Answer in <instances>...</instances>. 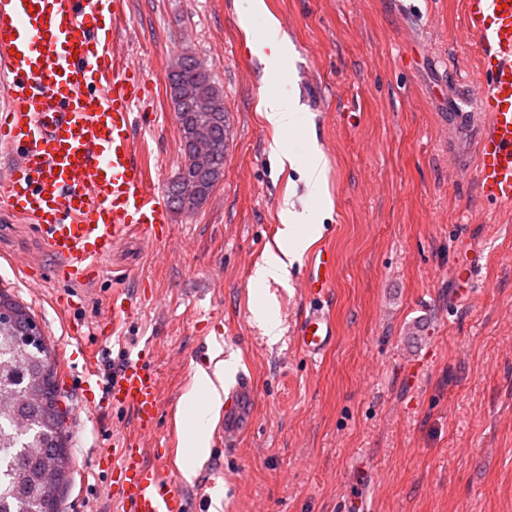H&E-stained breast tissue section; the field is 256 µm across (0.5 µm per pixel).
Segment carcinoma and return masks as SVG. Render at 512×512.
Here are the masks:
<instances>
[{
    "mask_svg": "<svg viewBox=\"0 0 512 512\" xmlns=\"http://www.w3.org/2000/svg\"><path fill=\"white\" fill-rule=\"evenodd\" d=\"M176 119L197 117L196 98L221 107L210 131L217 146L215 164L224 166L229 123L224 121V91L195 55L182 54L178 82L169 86ZM193 147L181 138L183 164L166 187L171 208L184 212L213 191L192 169ZM29 310L0 291V512H58L59 492L72 464L67 430L58 408L56 362L43 336H30Z\"/></svg>",
    "mask_w": 512,
    "mask_h": 512,
    "instance_id": "cac0c4a2",
    "label": "carcinoma"
}]
</instances>
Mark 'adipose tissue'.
I'll return each instance as SVG.
<instances>
[{
	"label": "adipose tissue",
	"instance_id": "adipose-tissue-1",
	"mask_svg": "<svg viewBox=\"0 0 512 512\" xmlns=\"http://www.w3.org/2000/svg\"><path fill=\"white\" fill-rule=\"evenodd\" d=\"M257 14L265 15L266 26L263 30L255 32L251 29V19ZM241 27L246 32L253 54L273 63L287 56L288 44L280 34L279 22L274 16L269 15L264 0H245ZM258 110L275 133L270 152L279 166L289 165L298 169L310 194L321 196L326 188V161L322 151L312 149L305 158L300 159L288 148L286 135L302 120L297 103L282 93H266L259 99ZM295 217L292 203L282 201L280 218L283 224V243L278 251L268 253L263 264L255 269L256 282L265 284L287 280L294 261L300 259L316 240L320 231L319 225L299 224L296 223ZM223 373L224 364L220 361L214 362L212 368L199 366L194 371L191 388L185 396L188 433L182 445L184 475L194 474L198 460L208 449L210 419L222 405L216 383L222 379Z\"/></svg>",
	"mask_w": 512,
	"mask_h": 512
}]
</instances>
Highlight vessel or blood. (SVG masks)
<instances>
[{"instance_id":"obj_1","label":"vessel or blood","mask_w":512,"mask_h":512,"mask_svg":"<svg viewBox=\"0 0 512 512\" xmlns=\"http://www.w3.org/2000/svg\"><path fill=\"white\" fill-rule=\"evenodd\" d=\"M120 0H0V147L14 154L0 177V207L29 221L55 260L57 282H92L113 250L136 234L155 243L171 235L168 209L148 185L136 156V106L144 72L121 65L112 51ZM478 39L482 82L474 96L477 187L497 205H512V0H463ZM333 253L315 257L306 283L315 301L295 332L299 351L323 356L335 341V322L324 301L335 281ZM122 290H114L102 338L127 317ZM73 420L97 407V358L86 355ZM108 404L130 409L131 431L113 448H100L113 479L112 498L124 512H189L188 501L161 461H150L145 439L160 421L159 380L144 354L128 357L105 391ZM254 423V391L241 372L229 375L224 410L213 428L217 448H233ZM224 497L222 468L209 469L201 501Z\"/></svg>"}]
</instances>
